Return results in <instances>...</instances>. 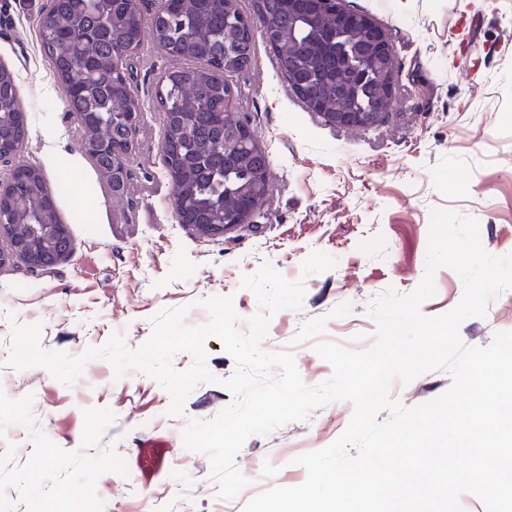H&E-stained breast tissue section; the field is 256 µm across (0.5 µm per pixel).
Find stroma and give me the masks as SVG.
I'll use <instances>...</instances> for the list:
<instances>
[{"instance_id":"1","label":"stroma","mask_w":512,"mask_h":512,"mask_svg":"<svg viewBox=\"0 0 512 512\" xmlns=\"http://www.w3.org/2000/svg\"><path fill=\"white\" fill-rule=\"evenodd\" d=\"M47 0H0V63L15 73L28 138L18 162L40 166L57 193L71 251L34 273L22 262L0 267V512H243L255 495L301 484L295 457L324 448L353 413L333 402L266 435L250 436L236 457L248 486L232 500L217 496L207 456L188 451L183 431L208 420L234 396L223 386L236 364L215 338L205 344L212 383L198 385L184 412L170 414V394L133 370L115 378L111 365L90 361L70 386L48 370L11 368V326L43 322L45 349L81 354L123 333L128 347L146 342L162 309L186 307L190 325L208 322L201 299L229 296L247 330L259 310L241 288L243 276L270 264L303 280L300 308L271 319L262 347L290 351L306 384L333 374L314 350L326 341L362 350L373 341L370 302L387 289L407 294L420 284L430 211L444 208L478 220L484 248L512 252V0H346L385 27L403 66L393 109L380 125L352 130L308 111L278 73L273 52L257 43L248 71L234 76L238 116L270 157L272 187L253 229L204 237L178 224L162 160L163 116L153 90L181 67L151 40L132 54L130 83L145 106L127 166L130 179L115 200L82 154L83 132L67 112L61 86L40 42ZM476 39L480 59L466 53ZM334 268L302 275L312 253ZM436 294L421 311L449 312L463 296L451 269L438 270ZM512 331V291L485 315L463 320L464 345L484 347ZM443 369L422 374L391 395L412 406L444 394Z\"/></svg>"}]
</instances>
